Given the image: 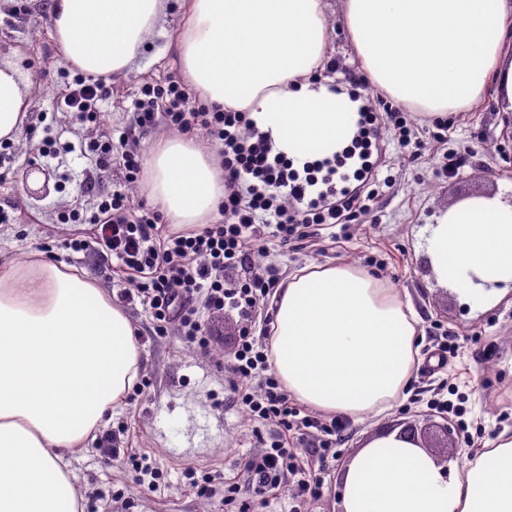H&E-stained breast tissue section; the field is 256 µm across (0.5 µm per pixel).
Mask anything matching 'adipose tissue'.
<instances>
[{
	"label": "adipose tissue",
	"instance_id": "adipose-tissue-1",
	"mask_svg": "<svg viewBox=\"0 0 512 512\" xmlns=\"http://www.w3.org/2000/svg\"><path fill=\"white\" fill-rule=\"evenodd\" d=\"M167 0H52L66 64L93 78L131 70ZM368 80L442 118L493 88L512 112V0H344ZM330 38L323 0H188L176 48L208 105L250 113L298 162L347 150L361 102L315 75ZM25 91L0 68V138L20 131ZM145 190L173 224H206L224 196L210 149L169 137L148 152ZM438 281L489 300L512 283V198L480 192L427 228ZM272 366L289 394L353 421L391 409L415 366L409 302L350 264L301 269L272 299ZM138 332L73 267L33 258L0 269V512H83L67 457L106 426L139 377ZM342 512H512V435L441 463L399 431L373 436L345 464Z\"/></svg>",
	"mask_w": 512,
	"mask_h": 512
}]
</instances>
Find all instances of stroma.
I'll return each mask as SVG.
<instances>
[{
    "mask_svg": "<svg viewBox=\"0 0 512 512\" xmlns=\"http://www.w3.org/2000/svg\"><path fill=\"white\" fill-rule=\"evenodd\" d=\"M325 3L331 28L326 59L336 70L321 77L336 85L363 79L343 25V0ZM11 5V0H0V67L17 68L29 108L13 140L15 159L0 166V207L12 217L11 223L0 224V264L40 254L76 268L116 294L113 272L95 268L98 245L89 225L57 221L62 207H87L76 175L88 167V160L75 152L68 155L65 168L45 163L39 155L41 137L30 132L38 113L47 112L64 139L75 142L86 135L71 113L52 108L60 83L46 67L58 61L60 49L47 17L49 0H31L26 16H9ZM184 18L185 8L176 0L146 42L139 68L113 76L114 91L102 104L104 131L116 133L128 126L142 84L183 79L175 45ZM409 117L416 126L409 147L399 145L390 124L381 128L378 172L367 210L356 213L350 223L324 227L317 237L287 248L268 241L262 258L263 263L278 265L287 278L311 265L351 263L408 300L419 318L418 354L404 396L383 414L349 422L335 456L322 459L297 441L289 442V450L297 453L309 474L321 478L317 497L298 503L292 485L272 490L263 499L255 497L240 460L262 450L258 425L229 403L230 368L242 325L237 312L216 319L219 335L211 350L202 353L178 336L151 335L147 308L134 303L126 312L141 334V373L152 386L149 394L115 410L108 428L125 427L126 447L148 455L163 477L157 491H142L123 458L107 459L98 442H91L88 450L71 459L75 484L85 498L84 512H238L242 501L252 504L255 512H293L297 505L304 512H340L339 473L346 460L379 432L423 425L432 413L428 397L448 384L467 408L459 443L448 451L451 460L464 461L501 431H512V286L500 290L487 306L460 301L436 282L423 238L425 227L452 202L512 182V128L503 126L504 115L490 91L471 110L439 123L415 111ZM449 155L456 159L451 172L443 167ZM33 167L49 176L47 193L33 195L36 183L24 177ZM75 238L87 240V249H69ZM188 468L200 476L212 474L213 482L203 491L188 488L183 476ZM228 480L238 485L237 500L231 504L224 501Z\"/></svg>",
    "mask_w": 512,
    "mask_h": 512,
    "instance_id": "stroma-1",
    "label": "stroma"
}]
</instances>
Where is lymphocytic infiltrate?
Returning <instances> with one entry per match:
<instances>
[{
	"label": "lymphocytic infiltrate",
	"mask_w": 512,
	"mask_h": 512,
	"mask_svg": "<svg viewBox=\"0 0 512 512\" xmlns=\"http://www.w3.org/2000/svg\"><path fill=\"white\" fill-rule=\"evenodd\" d=\"M57 75L62 83L57 109L73 114L93 132L76 143L57 133L43 140V158L61 161L77 152L92 162L80 180L84 195L92 199L91 208H63L58 222L91 225L103 247L100 263L129 277L119 301L141 302L152 317L155 334L173 332L205 350L213 336L209 316L238 312L244 324L232 364L235 404L254 421L275 427L264 450L243 458L241 465L256 495L285 482L296 483L298 496L318 495L321 480L304 479L295 455L287 449L288 438L295 434L307 439L312 453L323 456L335 449L345 426L335 419L325 422L302 414L273 372L272 318L259 316L258 308L279 287L282 274L273 265L252 267L251 260L266 238L285 248L312 237L316 227L348 223L363 207L359 191L350 189L349 181L366 183L373 177L367 162L370 142L363 134L355 135L353 147L362 164L352 172L340 156L299 165L276 151L249 113L201 104L178 80L144 84L128 127L115 139L98 130L101 104L111 86L64 66ZM161 125L185 134L203 132L217 147L224 197L215 223L173 229L155 208L130 201L125 188L137 183L141 173L137 143ZM114 166L121 170L125 186L103 190L101 175ZM239 266L248 268V277L226 280L225 271Z\"/></svg>",
	"instance_id": "obj_1"
}]
</instances>
